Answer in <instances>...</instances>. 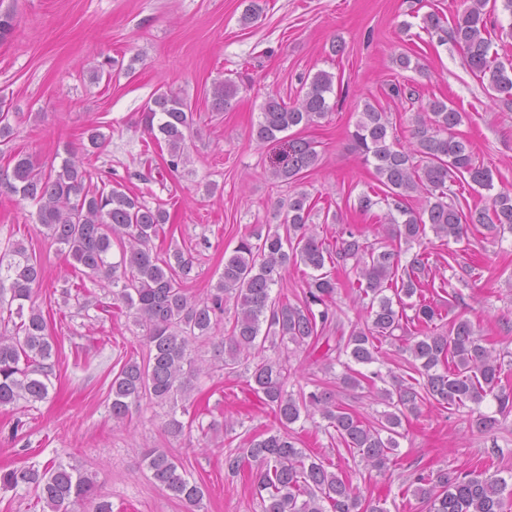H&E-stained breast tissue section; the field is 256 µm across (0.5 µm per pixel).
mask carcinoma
<instances>
[{"mask_svg": "<svg viewBox=\"0 0 512 512\" xmlns=\"http://www.w3.org/2000/svg\"><path fill=\"white\" fill-rule=\"evenodd\" d=\"M499 10L512 17V0H469L456 16L450 36L462 49L469 70L489 77L494 100L512 109V60L504 62L490 54L488 20ZM237 91L230 80L216 84L212 111L229 110ZM333 91V74L321 70L292 106L280 97L267 96L253 128L256 141H274L294 127L316 122L331 110ZM463 119L453 103L432 99L415 114L411 140L403 145L391 134L386 112L364 103L351 132L352 146L373 166L384 191L359 195L357 206L364 213L385 206L383 235L370 242L362 231L348 225L332 246L312 228L308 196L297 192L281 203L284 232L259 227L241 237L234 254L224 260L215 287L201 297L186 292L191 258L178 249L163 257L153 251V240L169 220L165 209L127 193L120 183H112L110 174L101 186L91 187L92 173L73 151L60 165L46 168L31 155L12 149L9 112L1 106L0 153L8 154L9 161L0 169V192L33 202L40 233L59 245L66 263L81 278L108 279L113 305L128 309L144 331L146 360L127 358L112 378V421L124 423L132 409L149 400L170 406L168 434L179 437L191 428L177 418L188 409L179 412L177 405L194 390L199 372L191 357L192 344L215 332L224 301L232 298L234 322L217 348L218 356L229 374L245 366L250 372L249 391L279 423L277 429L254 436L242 449L255 464L260 512H387L381 502L362 497L359 488L298 447L291 425L320 416L340 444L357 453L366 467L381 473L394 463L403 420L421 413L427 402L463 413L483 429L512 413V388L503 384L501 354L486 345L469 319L443 322L427 292L435 286L443 291L449 281L436 278L430 254L419 250L404 262L393 244L397 239L421 245L429 231L457 243L476 224L494 235L512 233V192L495 190L492 170L477 160L467 141L455 135ZM141 123L151 142L167 148L169 171L176 172L187 163L185 140L192 131L193 114L183 99L168 91L156 94L142 112ZM318 161L310 141L292 138L273 175L295 183ZM465 187L489 192L488 204L476 212L464 211ZM115 245L119 247L116 261ZM301 264L312 273L299 303L272 296L283 271ZM328 266L350 268L355 276L352 287L367 314L363 324H350L346 337L337 335L344 331V324L335 307L338 282L326 270ZM43 279L41 263L24 245L9 243L0 251V309L7 308L8 318H18L13 328L0 330V407L49 396L56 350L35 299ZM415 323L420 326L417 331L411 330ZM387 341L409 356L413 374L393 375L392 388L377 391V402L386 410L376 421L364 420L337 402L332 391L288 390L295 376L288 358L262 356L268 345L281 347L287 354L303 351L327 371L341 364L342 383L357 387L362 379L372 384L383 380L378 370L366 375L352 365L378 362ZM343 356L347 360H341ZM489 397L496 403L492 415L480 411ZM144 462L161 489L185 503L189 512H201L204 488L190 479L182 464L159 448L149 451ZM405 482L414 487L428 512H512L506 507L512 490H507L506 479L495 475L447 469L414 473ZM30 486L38 492L43 512H72L71 507L87 501L94 503L93 512H112L93 475L62 460L41 468L33 464L0 471L1 489Z\"/></svg>", "mask_w": 512, "mask_h": 512, "instance_id": "carcinoma-1", "label": "carcinoma"}]
</instances>
